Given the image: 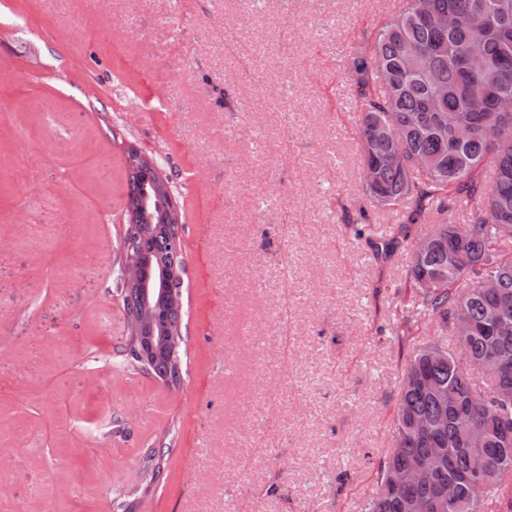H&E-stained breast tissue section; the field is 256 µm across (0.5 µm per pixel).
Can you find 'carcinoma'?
<instances>
[{
	"label": "carcinoma",
	"mask_w": 512,
	"mask_h": 512,
	"mask_svg": "<svg viewBox=\"0 0 512 512\" xmlns=\"http://www.w3.org/2000/svg\"><path fill=\"white\" fill-rule=\"evenodd\" d=\"M478 54L480 64L469 63ZM344 71L361 104L360 150L365 192L370 202L390 208L411 202V214L401 235L375 243L387 258L404 247L411 254V291L396 307L391 330L408 336L422 320L453 330L465 319L471 331L454 336L460 363L444 349L417 350L405 364L396 403L395 454H387L378 469V491L364 512H409L408 502L419 499L427 512H480L481 502H468L471 450L483 449L489 468L483 477L484 498L503 496V480L512 472V458L500 455L503 425H512V403L498 390L512 387V142L503 129L512 125V112L501 111L504 96L512 97V0H431L427 15L412 7L387 20L376 35L349 54ZM481 100V107L472 101ZM389 133L376 135L379 125ZM149 167L145 161L129 166L128 226L142 223L134 206ZM453 210L470 214L467 224H420L418 218ZM429 237L426 252L418 251ZM142 250L151 270L174 268L168 287L181 290L183 257L170 242L167 224L154 220L145 240L124 238ZM497 282L493 293L482 280ZM431 279L429 287L422 285ZM173 343L157 346L144 359L134 357L128 342L123 366L153 374L168 385L181 381L180 348L183 311L164 315ZM485 379L483 390L477 379ZM453 395L441 402L434 389ZM425 421L429 430L420 431ZM441 450L439 467L429 482L412 488L400 499L385 487L393 471ZM162 449L146 456V491L163 479ZM460 482V507L453 511L441 501L450 481Z\"/></svg>",
	"instance_id": "1"
}]
</instances>
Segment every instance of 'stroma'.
<instances>
[{"label": "stroma", "instance_id": "35a3bbf8", "mask_svg": "<svg viewBox=\"0 0 512 512\" xmlns=\"http://www.w3.org/2000/svg\"><path fill=\"white\" fill-rule=\"evenodd\" d=\"M406 3L0 0V512H363L406 360L454 343L387 330L405 210L367 200L343 72ZM132 146L182 215L176 387L114 362ZM163 456L162 448L151 449L146 456V464L144 466V473L148 476L146 482L140 490L147 491L151 486L156 485L162 478L163 467L160 463V459ZM158 457V459H156ZM137 491V492H138ZM133 492V494L137 493Z\"/></svg>", "mask_w": 512, "mask_h": 512}]
</instances>
